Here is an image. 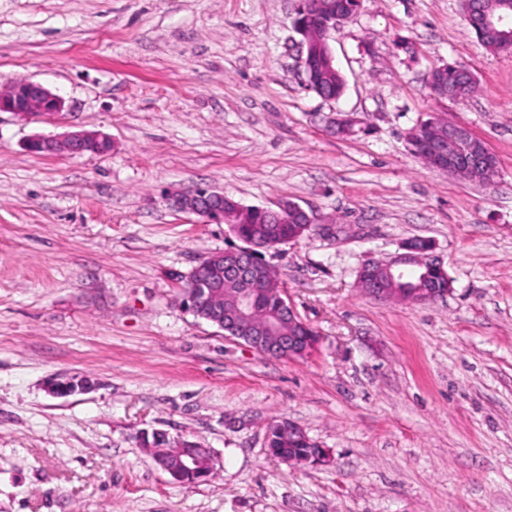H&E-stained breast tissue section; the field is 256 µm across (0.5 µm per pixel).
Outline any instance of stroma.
Returning <instances> with one entry per match:
<instances>
[{
  "label": "stroma",
  "mask_w": 512,
  "mask_h": 512,
  "mask_svg": "<svg viewBox=\"0 0 512 512\" xmlns=\"http://www.w3.org/2000/svg\"><path fill=\"white\" fill-rule=\"evenodd\" d=\"M297 0H0V87L65 108L0 112V512H512V53L483 47L462 0H360L331 34L343 95L305 85ZM475 75L436 99L445 63ZM357 118L338 136L330 117ZM438 115L498 161L490 185L428 168L406 135ZM85 131L103 155L34 154ZM283 200L318 221L266 259L319 334L304 357L225 338L180 304L185 278L234 236L172 195ZM429 240L436 301L378 300L368 258ZM56 376L94 387L51 396ZM285 418L330 450L287 465ZM209 448L184 486L139 443ZM450 65H453V64H448V65L444 66L443 68L438 69L436 74H434V72L436 70L432 71V73L430 75V84H431L433 91L437 95L433 92L432 93L438 99L457 100L456 92L453 90H449L448 85H457L459 83V85L457 86V95L460 98V100H466L470 96H472L474 94V92L476 91V83H475V81H470L469 83H462L461 76L458 75V77L456 78V76H455L456 70L451 68ZM446 70L448 71L447 82H445V79L443 77L444 72ZM64 104L61 96L29 79L13 81L0 89V112H11L21 118L58 114ZM287 419H275L270 422L266 430V447L271 456L280 459L283 462L288 460L304 459L309 455L310 448H316L317 445L307 439L305 435H288ZM286 428V429H285Z\"/></svg>",
  "instance_id": "1"
}]
</instances>
